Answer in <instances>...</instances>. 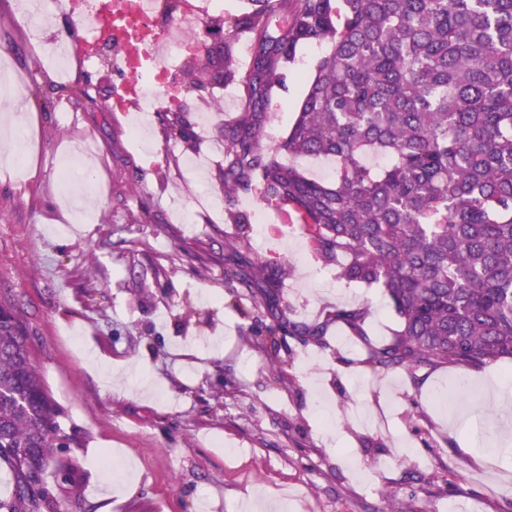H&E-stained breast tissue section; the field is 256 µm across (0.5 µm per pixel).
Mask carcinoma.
I'll return each instance as SVG.
<instances>
[{
    "mask_svg": "<svg viewBox=\"0 0 512 512\" xmlns=\"http://www.w3.org/2000/svg\"><path fill=\"white\" fill-rule=\"evenodd\" d=\"M235 28L253 33L242 80L244 112L222 129L225 198L260 187L291 207L321 262L348 283L384 290L399 329L365 340L375 372L512 358V0H255ZM225 21L206 22L222 45L182 65L191 85L236 78ZM328 41L286 140L264 147L267 104L281 69L304 43ZM167 133L194 147L181 112ZM325 156L336 181L304 175L279 153ZM286 269L232 253L224 281L267 308V342L286 334L317 341L323 328L278 312ZM332 318L364 335L365 311ZM59 410L30 359L12 298L0 295V466L12 493L0 512H60L46 473L62 442Z\"/></svg>",
    "mask_w": 512,
    "mask_h": 512,
    "instance_id": "cac0c4a2",
    "label": "carcinoma"
}]
</instances>
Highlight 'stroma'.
Masks as SVG:
<instances>
[{"instance_id": "1", "label": "stroma", "mask_w": 512, "mask_h": 512, "mask_svg": "<svg viewBox=\"0 0 512 512\" xmlns=\"http://www.w3.org/2000/svg\"><path fill=\"white\" fill-rule=\"evenodd\" d=\"M90 32L71 7L33 20L24 0H0V88L29 103L18 140L0 104V293L17 304L62 425L84 437L47 473L61 512H237L250 490L288 512H512V457L485 469L469 453L512 440V359L483 367L502 396L454 368L373 373L366 341L398 327L382 290L339 280L300 233L256 244L262 215L297 221L258 191L224 200L220 129L244 109L239 83L208 90L223 110L205 128L197 92L170 64L195 147L168 138L160 112L133 139L131 113L108 108L111 56L83 63L72 51ZM46 42L68 48L67 76ZM328 48L301 45L283 67L267 107L279 139ZM81 151L92 183L63 180ZM85 195L95 221L72 223L67 200ZM232 211L245 225L229 222ZM236 240L252 262L291 267L281 305L323 327L322 343L284 337L274 360L259 349L263 308L224 283ZM362 304L365 336L331 317ZM134 362L140 370L114 387L107 368Z\"/></svg>"}]
</instances>
